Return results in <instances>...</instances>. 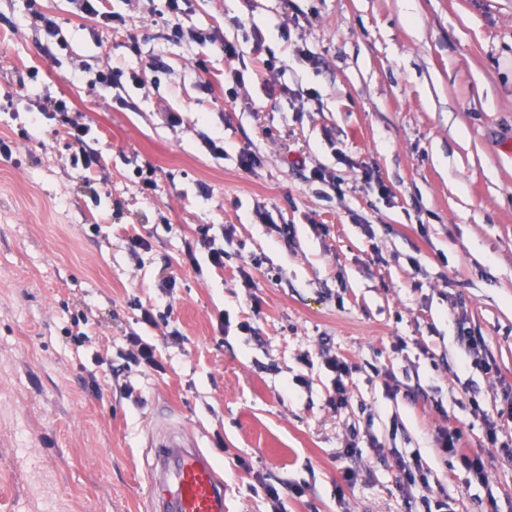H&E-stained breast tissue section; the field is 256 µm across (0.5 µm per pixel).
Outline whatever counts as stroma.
Returning a JSON list of instances; mask_svg holds the SVG:
<instances>
[{"label": "stroma", "mask_w": 512, "mask_h": 512, "mask_svg": "<svg viewBox=\"0 0 512 512\" xmlns=\"http://www.w3.org/2000/svg\"><path fill=\"white\" fill-rule=\"evenodd\" d=\"M38 7L61 42L0 0V512H151L172 436L223 465L227 512H436L443 493L448 512H512L483 421L512 384V0H188L174 23L165 0H106L108 26ZM48 95L103 168L35 120ZM132 333L161 370L127 362ZM330 353L351 366L338 409ZM448 426L487 482L440 452ZM397 454L430 494L401 490ZM67 127L66 133L69 140L76 145H79V152L73 154L72 161L75 165H78L80 162L83 167L89 169L92 166H97L103 168V163L101 162V156L93 152H87L86 149L80 144H85L84 137L87 136L89 130L81 123L73 120H65ZM459 323L461 324L460 334L468 344V352L470 357L473 358V362L476 365L482 366L487 371L486 373H489L492 371L493 366L487 359L485 341L480 337L476 338L475 336H470V332L466 331L467 329L464 327V324L462 322Z\"/></svg>", "instance_id": "obj_1"}]
</instances>
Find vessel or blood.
<instances>
[{"label":"vessel or blood","mask_w":512,"mask_h":512,"mask_svg":"<svg viewBox=\"0 0 512 512\" xmlns=\"http://www.w3.org/2000/svg\"><path fill=\"white\" fill-rule=\"evenodd\" d=\"M148 486L154 512H225L224 478L201 449L175 441L157 449Z\"/></svg>","instance_id":"1"}]
</instances>
